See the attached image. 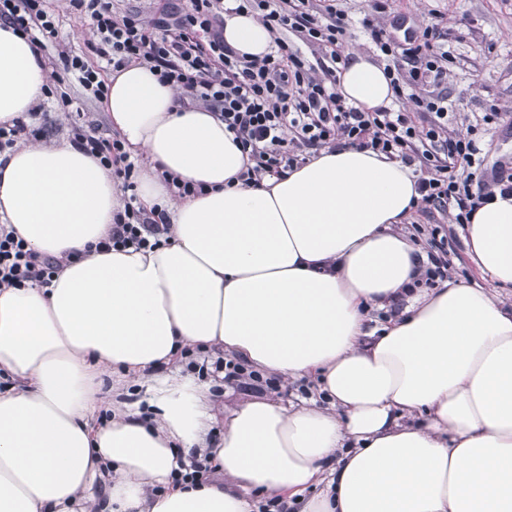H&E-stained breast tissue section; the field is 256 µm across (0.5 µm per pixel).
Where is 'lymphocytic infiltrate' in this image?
<instances>
[{
	"mask_svg": "<svg viewBox=\"0 0 512 512\" xmlns=\"http://www.w3.org/2000/svg\"><path fill=\"white\" fill-rule=\"evenodd\" d=\"M69 7L89 21L88 48L96 63L75 54L61 37L51 0H0V25L29 36L52 60L48 81L60 90V108L72 102L64 90L67 82L77 81L83 98L100 102L108 94L104 67L118 70L139 62L178 90L180 105L204 108L223 121L248 156L240 175L245 186L287 176L301 165V151L329 145L370 150L413 167L418 210L447 214L455 224H468L494 195H512V172L486 171L483 142L475 131H449L447 96L423 92L429 80H441L446 72L448 52L439 26L399 42L363 18L375 50L407 63V72L393 75L391 83L396 98L413 105L409 112L390 107L365 112L337 89L348 21L333 0H188L182 9L166 2L146 11L124 10L113 0H69ZM241 11L268 28L269 53L249 59L225 43L224 16ZM298 40L313 47L312 56L295 48ZM70 133L77 149L110 167L122 190H129L135 164L120 139L96 136L78 125ZM123 204L101 243L103 250L152 249L170 240L165 211H144L129 197ZM415 232L426 235L429 245L419 283L447 281L454 269L447 229L419 225ZM66 263V257L36 253L0 224V289L49 284Z\"/></svg>",
	"mask_w": 512,
	"mask_h": 512,
	"instance_id": "1",
	"label": "lymphocytic infiltrate"
}]
</instances>
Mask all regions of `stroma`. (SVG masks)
<instances>
[{"mask_svg":"<svg viewBox=\"0 0 512 512\" xmlns=\"http://www.w3.org/2000/svg\"><path fill=\"white\" fill-rule=\"evenodd\" d=\"M400 17L407 27L438 24L447 29L451 60L438 89L449 100H462L468 114L493 107L512 116V0H389L379 21L401 41L406 32L395 26ZM448 241L455 253L453 280L484 288L511 305L512 288H502L479 272L459 225H449Z\"/></svg>","mask_w":512,"mask_h":512,"instance_id":"1","label":"stroma"}]
</instances>
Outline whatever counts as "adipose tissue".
Instances as JSON below:
<instances>
[{"label":"adipose tissue","mask_w":512,"mask_h":512,"mask_svg":"<svg viewBox=\"0 0 512 512\" xmlns=\"http://www.w3.org/2000/svg\"><path fill=\"white\" fill-rule=\"evenodd\" d=\"M224 40L271 46L250 14L225 17ZM44 85L34 44L0 27V124ZM338 91L367 112L394 97L357 52ZM103 106L149 156L137 201L165 209L171 239L98 251L123 208L111 170L66 140L0 152V224L71 257L49 286L0 291V512H251L249 489L300 512H512V306L414 287L422 254L393 230L416 208L412 167L326 147L248 187L223 121L179 108L147 66L111 73ZM165 172L197 193L172 198ZM466 232L480 272L512 287V197ZM196 349L317 376L327 406L239 403L208 447L206 390L174 368ZM140 382L146 415L125 399ZM205 447L220 481L184 478L181 451Z\"/></svg>","instance_id":"obj_1"}]
</instances>
